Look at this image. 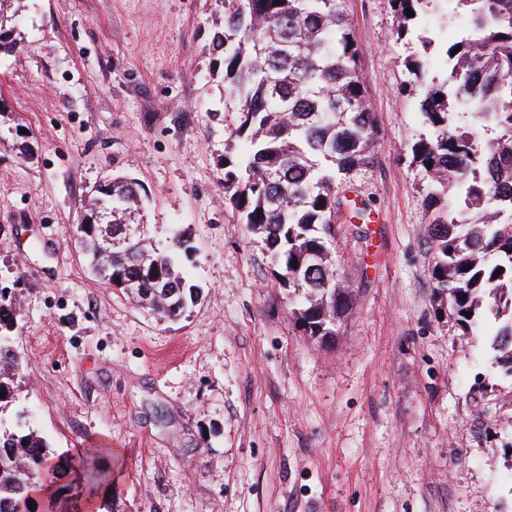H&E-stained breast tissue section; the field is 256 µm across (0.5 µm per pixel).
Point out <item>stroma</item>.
<instances>
[{"label":"stroma","instance_id":"1","mask_svg":"<svg viewBox=\"0 0 512 512\" xmlns=\"http://www.w3.org/2000/svg\"><path fill=\"white\" fill-rule=\"evenodd\" d=\"M446 8L400 40L392 0H345L377 131L339 182L368 218L336 214L353 303L322 343L224 200V0H0V289L25 361L0 420L24 412L63 454L71 512L101 438V512H512V373L496 323L465 331L437 296L411 154L427 127L403 61L454 42ZM113 174L144 188L152 247L191 237L177 269L202 294L180 321L84 261L76 225Z\"/></svg>","mask_w":512,"mask_h":512}]
</instances>
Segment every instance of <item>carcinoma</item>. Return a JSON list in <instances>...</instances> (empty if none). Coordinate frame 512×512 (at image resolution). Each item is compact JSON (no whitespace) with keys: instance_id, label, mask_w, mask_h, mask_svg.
Segmentation results:
<instances>
[{"instance_id":"obj_1","label":"carcinoma","mask_w":512,"mask_h":512,"mask_svg":"<svg viewBox=\"0 0 512 512\" xmlns=\"http://www.w3.org/2000/svg\"><path fill=\"white\" fill-rule=\"evenodd\" d=\"M432 2L394 0L397 39ZM448 2L467 16V26L445 51L444 81L434 82L417 58L403 61L425 91L419 110L431 130L412 146L413 161L434 185L431 277L464 329H479L488 316L498 321L492 346L512 372V168H500L502 160L512 161V0ZM343 3L224 0V32L212 43L237 100L232 132L247 142L236 156H224V199L263 236L278 283L301 298L297 326L321 340L336 335L352 303L346 289L326 287L336 282L330 262L336 211L356 206L339 194L338 180L371 164L374 150L361 49ZM142 191L119 176L112 191L94 190L112 202V238H129L112 251L108 281L125 284L122 291L139 302L157 292L154 313L177 320L200 288L175 270L172 255L147 247L144 225L134 222ZM83 246L96 266L100 233L84 231ZM17 325V308L0 291V410L20 375ZM106 452L87 449L91 498L111 484V473L98 465ZM62 472V456L51 454L34 430L0 427V512H63L53 493L43 509L28 506L33 488H51Z\"/></svg>"}]
</instances>
